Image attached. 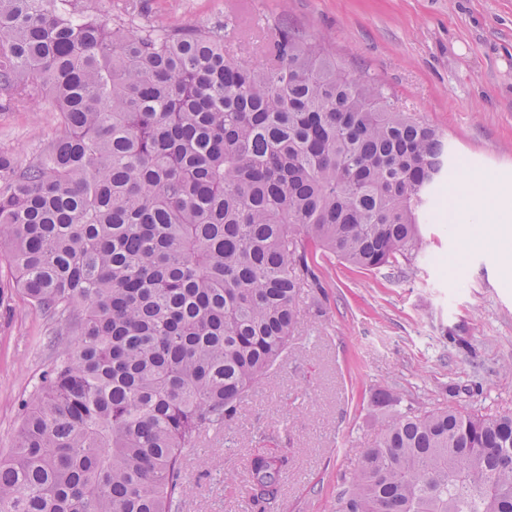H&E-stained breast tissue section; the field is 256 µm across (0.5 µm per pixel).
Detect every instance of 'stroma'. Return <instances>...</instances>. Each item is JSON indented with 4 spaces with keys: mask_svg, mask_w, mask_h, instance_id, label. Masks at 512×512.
I'll list each match as a JSON object with an SVG mask.
<instances>
[{
    "mask_svg": "<svg viewBox=\"0 0 512 512\" xmlns=\"http://www.w3.org/2000/svg\"><path fill=\"white\" fill-rule=\"evenodd\" d=\"M228 0H94L136 24L220 26ZM243 28L280 25L336 62L376 77L396 102L443 133L460 164L446 191L512 194V0H251ZM49 102L0 112V152L35 160L58 129ZM443 220L395 268L364 271L319 256L301 322L261 385L221 434L185 456L176 512H242L253 456L287 465L277 494L252 512H337L365 448L397 412L446 407L512 414V277L501 249L472 244ZM0 259V453L54 352L56 325L14 288ZM400 400L376 406L379 392Z\"/></svg>",
    "mask_w": 512,
    "mask_h": 512,
    "instance_id": "obj_1",
    "label": "stroma"
}]
</instances>
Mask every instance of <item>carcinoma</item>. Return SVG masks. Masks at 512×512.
I'll return each mask as SVG.
<instances>
[{"instance_id":"1","label":"carcinoma","mask_w":512,"mask_h":512,"mask_svg":"<svg viewBox=\"0 0 512 512\" xmlns=\"http://www.w3.org/2000/svg\"><path fill=\"white\" fill-rule=\"evenodd\" d=\"M0 0V109L48 96L55 136L0 153V256L58 342L0 456V512H174L183 459L288 348L308 258L394 266L452 166L383 85L277 27L130 28L88 0ZM285 459L251 458L249 497ZM339 512H512V414H403Z\"/></svg>"}]
</instances>
